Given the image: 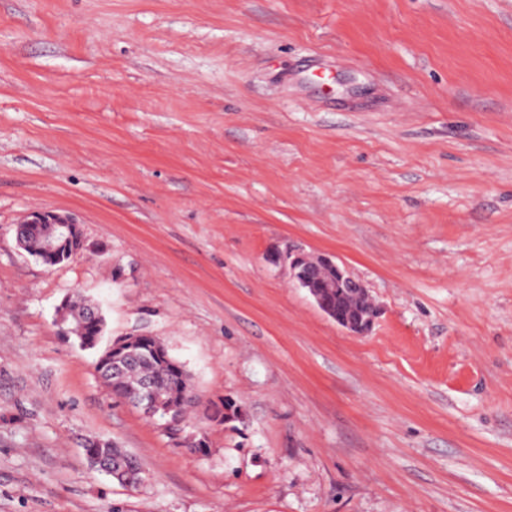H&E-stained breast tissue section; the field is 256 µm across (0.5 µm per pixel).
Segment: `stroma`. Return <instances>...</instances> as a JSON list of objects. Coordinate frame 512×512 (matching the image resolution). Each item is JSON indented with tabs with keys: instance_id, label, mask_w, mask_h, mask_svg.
<instances>
[{
	"instance_id": "stroma-1",
	"label": "stroma",
	"mask_w": 512,
	"mask_h": 512,
	"mask_svg": "<svg viewBox=\"0 0 512 512\" xmlns=\"http://www.w3.org/2000/svg\"><path fill=\"white\" fill-rule=\"evenodd\" d=\"M37 209L88 252L22 251ZM291 246L369 288L371 332ZM73 292L241 420L174 447L58 335ZM116 507L512 512V0H0V512ZM269 260L287 270L290 280L297 287L303 288L319 309L337 325L356 335L366 334L372 329L380 313L379 307L372 314L375 304L372 299L352 289L336 292L343 288H355L362 294L371 295L365 284L352 276L344 265L337 263L334 257L323 255L313 259L300 248L290 247L284 252L271 255ZM324 288L335 289L326 295L332 311L323 298ZM333 312L345 319H366L353 322L341 319ZM98 439H88L85 444L83 445L84 448L86 451H90L92 449H98V448H112L111 451H110V454L112 455V461L115 462V461H119V462H128V464L130 463V461L127 459L129 458L131 461H133L134 463H136L138 465V462L137 460L133 457H131L129 455V453L127 451H125L123 448H119L118 446H115L113 444V447H112V442L111 441H107V442H103V441H99L97 442V444L95 445V442L97 441ZM94 445L96 448H94ZM107 455V453L103 452L101 449L97 452H94L92 454H89V455H86L89 463H90V466L97 470V471H101V472H104L106 474H108L109 476L112 477V474L116 475L117 477H121L122 474L125 476L126 480L128 482L132 481L133 477H134V471L131 469V468H125V469H118L117 468V473L113 472L112 470V461L107 457L105 456ZM101 465H104V466H107L108 468L106 467H102Z\"/></svg>"
}]
</instances>
